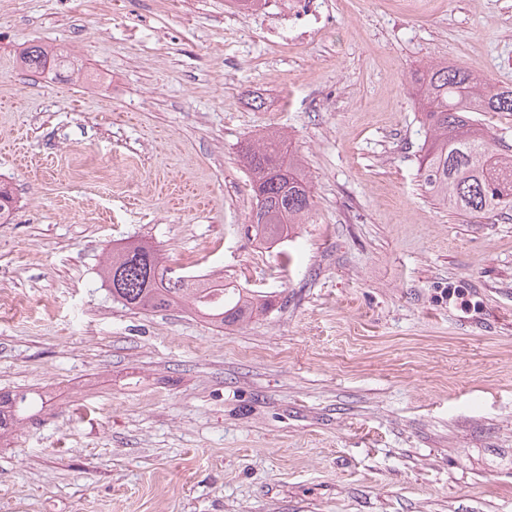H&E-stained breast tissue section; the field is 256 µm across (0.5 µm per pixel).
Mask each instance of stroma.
Returning a JSON list of instances; mask_svg holds the SVG:
<instances>
[{
	"mask_svg": "<svg viewBox=\"0 0 512 512\" xmlns=\"http://www.w3.org/2000/svg\"><path fill=\"white\" fill-rule=\"evenodd\" d=\"M269 45L229 0H0V512H512V220L426 191L411 78L512 87V0H333ZM62 48L33 77L18 56ZM287 136L313 207L255 238L239 161ZM142 242L276 300L215 328L131 310ZM43 397L29 393L0 394V439L16 425L32 420L42 410Z\"/></svg>",
	"mask_w": 512,
	"mask_h": 512,
	"instance_id": "obj_1",
	"label": "stroma"
}]
</instances>
